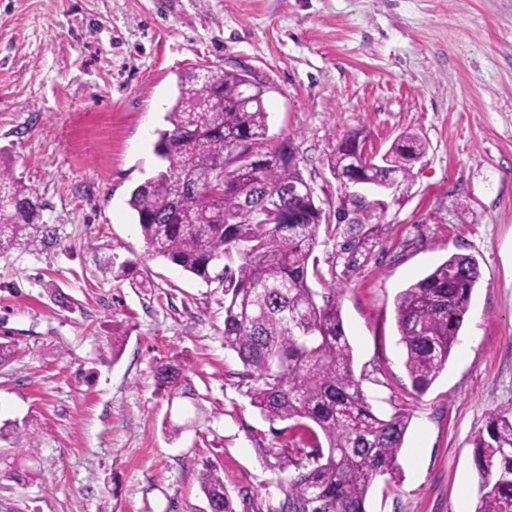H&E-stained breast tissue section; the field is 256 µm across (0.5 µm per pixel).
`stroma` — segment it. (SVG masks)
<instances>
[{
  "instance_id": "obj_1",
  "label": "stroma",
  "mask_w": 512,
  "mask_h": 512,
  "mask_svg": "<svg viewBox=\"0 0 512 512\" xmlns=\"http://www.w3.org/2000/svg\"><path fill=\"white\" fill-rule=\"evenodd\" d=\"M194 68L268 86L267 144L294 142L330 221L345 136L373 155L405 132L427 142L385 214L391 236L339 303L373 412L410 417L367 512H475L472 439L512 407V0H0V157L57 230L0 253V424L37 433L22 480L0 442V512H202L207 463L236 512L281 496L265 451L291 433L251 406L222 295L149 256L127 204L164 166L157 131ZM453 254L481 271L458 333L470 346L420 395L395 299ZM177 354L195 396L172 401L153 370Z\"/></svg>"
}]
</instances>
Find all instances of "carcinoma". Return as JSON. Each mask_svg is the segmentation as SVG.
<instances>
[{"label": "carcinoma", "instance_id": "1", "mask_svg": "<svg viewBox=\"0 0 512 512\" xmlns=\"http://www.w3.org/2000/svg\"><path fill=\"white\" fill-rule=\"evenodd\" d=\"M175 102L154 151L165 169L131 192L128 205L148 252L201 279L224 295V346L237 354L253 407L269 422L294 421L300 440L273 455L288 471L282 498L267 512H367L374 481L398 470L409 417L380 418L353 369L336 281L361 270L375 247L391 235L386 208L377 200L348 197L337 223L322 225L323 211L297 162L290 140L264 147L268 87L237 70L191 71L177 77ZM345 138L329 159L333 175L391 189L398 174L409 182L427 152L417 136L403 134L372 170L348 171ZM224 171V196L186 181L192 172ZM36 191L0 161V251L25 239L32 248L56 240L39 223ZM327 239L319 241L320 228ZM334 241L331 284L323 280L316 249ZM480 279L477 260L453 254L396 297L395 321L406 351L413 389L424 393L448 367L454 342ZM186 358L155 367L158 388L169 399L192 398ZM0 440L20 451L35 438L14 422L0 426ZM479 478L476 512H512V407L492 412L473 439ZM200 486L208 512H236L223 472L204 465Z\"/></svg>", "mask_w": 512, "mask_h": 512}]
</instances>
